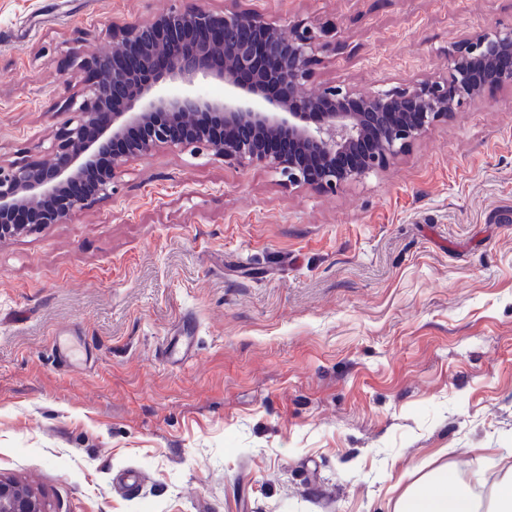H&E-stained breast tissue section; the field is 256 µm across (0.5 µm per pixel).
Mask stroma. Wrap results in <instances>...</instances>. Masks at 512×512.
Masks as SVG:
<instances>
[{
  "label": "stroma",
  "instance_id": "35a3bbf8",
  "mask_svg": "<svg viewBox=\"0 0 512 512\" xmlns=\"http://www.w3.org/2000/svg\"><path fill=\"white\" fill-rule=\"evenodd\" d=\"M200 3L335 23L312 84L362 93L512 28V0ZM187 4L0 0V161L44 155L113 23ZM476 462L493 507L512 471L510 88L333 193L164 147L66 223L0 240V474L53 512H393Z\"/></svg>",
  "mask_w": 512,
  "mask_h": 512
}]
</instances>
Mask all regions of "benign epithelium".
<instances>
[{"label":"benign epithelium","mask_w":512,"mask_h":512,"mask_svg":"<svg viewBox=\"0 0 512 512\" xmlns=\"http://www.w3.org/2000/svg\"><path fill=\"white\" fill-rule=\"evenodd\" d=\"M121 49L82 64L90 73L82 99L66 100L72 114L43 158L0 161V238L34 227L64 224L76 207L112 195L113 180L133 157L168 145L193 146L220 160L259 164L290 185L335 192L385 170L430 126L475 100L487 86L512 89V28H488L461 41L448 75L363 96L324 85L314 95L318 53L336 49V25L281 26L258 9L172 10L150 24L116 23ZM275 62L258 65V55ZM224 83V96L205 91ZM277 84L287 96L266 93ZM123 110L114 112L111 103ZM228 135L215 138L193 117ZM141 139L115 153L112 143L131 129ZM288 139V153L265 144ZM0 512H52L45 494L0 476Z\"/></svg>","instance_id":"1"}]
</instances>
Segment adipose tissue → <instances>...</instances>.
<instances>
[{
	"label": "adipose tissue",
	"instance_id": "obj_1",
	"mask_svg": "<svg viewBox=\"0 0 512 512\" xmlns=\"http://www.w3.org/2000/svg\"><path fill=\"white\" fill-rule=\"evenodd\" d=\"M460 482L456 470L439 467L401 495L395 512H479L476 500L460 489Z\"/></svg>",
	"mask_w": 512,
	"mask_h": 512
}]
</instances>
